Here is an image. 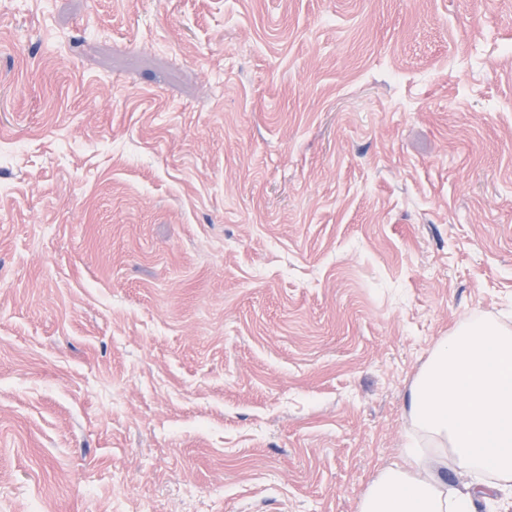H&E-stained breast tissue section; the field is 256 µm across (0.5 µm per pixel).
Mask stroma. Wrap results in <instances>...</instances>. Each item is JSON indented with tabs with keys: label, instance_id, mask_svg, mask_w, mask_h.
<instances>
[{
	"label": "stroma",
	"instance_id": "stroma-1",
	"mask_svg": "<svg viewBox=\"0 0 512 512\" xmlns=\"http://www.w3.org/2000/svg\"><path fill=\"white\" fill-rule=\"evenodd\" d=\"M0 512H358L512 327V0H0Z\"/></svg>",
	"mask_w": 512,
	"mask_h": 512
}]
</instances>
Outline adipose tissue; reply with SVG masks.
<instances>
[{
    "instance_id": "1",
    "label": "adipose tissue",
    "mask_w": 512,
    "mask_h": 512,
    "mask_svg": "<svg viewBox=\"0 0 512 512\" xmlns=\"http://www.w3.org/2000/svg\"><path fill=\"white\" fill-rule=\"evenodd\" d=\"M404 464L381 469L358 512H478L512 488V327L479 318L441 339L409 394ZM451 457L464 482L439 473Z\"/></svg>"
}]
</instances>
